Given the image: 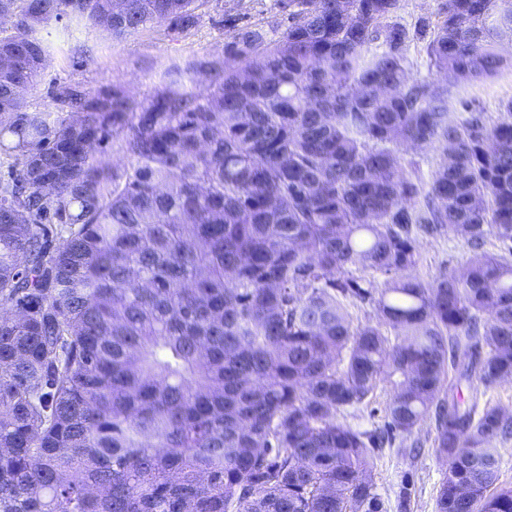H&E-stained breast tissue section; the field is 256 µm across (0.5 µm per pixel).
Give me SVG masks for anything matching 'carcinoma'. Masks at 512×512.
<instances>
[{"instance_id":"obj_1","label":"carcinoma","mask_w":512,"mask_h":512,"mask_svg":"<svg viewBox=\"0 0 512 512\" xmlns=\"http://www.w3.org/2000/svg\"><path fill=\"white\" fill-rule=\"evenodd\" d=\"M41 2L0 0V55L24 53L0 72V304L25 312L0 316V512H383L367 459L429 414L436 512H512V415L459 395L512 381V101L452 116L410 72L426 24L400 0H288L284 29L232 27L145 99L65 84L30 110L50 21L179 36L201 0ZM440 15L430 67L503 69L512 0ZM108 137L126 163L105 169ZM407 147L441 161L425 176ZM445 234L466 265L413 276L418 236ZM387 373L384 426L344 422ZM499 456L497 468L499 485L512 487V437L506 442L498 444Z\"/></svg>"}]
</instances>
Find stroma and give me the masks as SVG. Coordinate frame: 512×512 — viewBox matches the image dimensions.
I'll list each match as a JSON object with an SVG mask.
<instances>
[{
	"mask_svg": "<svg viewBox=\"0 0 512 512\" xmlns=\"http://www.w3.org/2000/svg\"><path fill=\"white\" fill-rule=\"evenodd\" d=\"M287 16L279 0H208L199 23L187 33L172 37L163 26L152 24L121 40L86 19L54 21L38 32L50 46V63L38 86L24 92V102L33 109L53 108L51 92L64 83L91 92L116 85L142 99L152 94L159 74L170 61L223 58L232 25L264 24L274 19L282 22ZM426 47L423 39L408 44L405 54L412 74L447 89L452 104L466 99L480 104L489 116L499 117L500 103L512 100V67L472 83L461 96L443 73L429 68ZM418 251L412 273L424 281L440 271L460 269L472 254L464 241L448 236L421 238ZM393 391V378H381L369 405L347 416V423L368 430L381 427ZM434 438L435 420L429 416L413 439H396L391 446L372 453L368 468L386 512H435L437 491L448 465L436 455ZM417 442L422 450L416 454L412 446Z\"/></svg>",
	"mask_w": 512,
	"mask_h": 512,
	"instance_id": "1",
	"label": "stroma"
}]
</instances>
